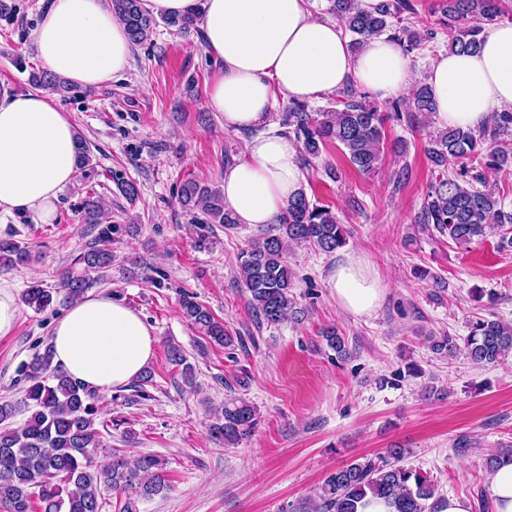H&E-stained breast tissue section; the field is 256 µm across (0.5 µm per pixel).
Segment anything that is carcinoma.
<instances>
[{"label": "carcinoma", "mask_w": 512, "mask_h": 512, "mask_svg": "<svg viewBox=\"0 0 512 512\" xmlns=\"http://www.w3.org/2000/svg\"><path fill=\"white\" fill-rule=\"evenodd\" d=\"M328 13L344 32L352 36L351 48L360 49L382 35L399 42L405 52L419 49L426 37L414 28L417 11L410 0H385L377 11L366 13L358 0H328ZM112 13L126 27L134 45L152 41L160 22L146 13L140 0H110ZM442 25L448 30V50L473 53L481 43L485 26L512 11L506 0H440ZM39 87L68 90L69 83L48 70L32 73ZM427 115L436 105L426 83L413 85L403 103H393L395 115L401 109ZM386 117L350 83L336 94L335 105L313 112L305 102L294 101L284 113L282 125L301 144L305 164L321 156L327 143L344 152L348 162L361 174L380 168ZM435 179L418 216L421 224L434 229L459 245L481 241L496 230L512 224V211L505 210L503 197L483 189L489 178L512 169V111L496 112L478 129L445 127L429 139L425 150ZM75 168L87 175L94 169L91 150L76 134ZM112 182L129 201L138 197L135 182L116 171ZM183 206L198 210L204 219L195 224L197 241L207 243L210 227L238 224L234 212L224 205V193L195 179L180 188ZM82 223L96 230L94 242L80 252L73 265L61 274L67 298L84 297L92 284L90 273L112 267L108 244L123 232L137 230L134 224H114L112 215L88 193L78 205ZM349 230L328 205L309 199L300 191L275 223L259 229L238 255L237 285L249 294V305L260 321L277 325L294 310V273L288 265V248L305 245L331 254L347 244ZM32 259L28 244L0 238V268L12 269ZM53 288L34 283L24 293V302L36 310L49 307ZM183 317L210 342L232 343L224 321L197 300L194 293L180 298ZM467 358L476 365L499 362L512 355V323L495 315L479 318L469 326L464 340ZM170 364L181 368L184 384L194 382V367L183 351L167 346ZM26 386L21 399L0 401V507L4 512H102L103 492L122 493L136 489L150 498L169 488L164 462L151 454L128 458L113 455L106 466L96 464L97 449L105 447L96 427L101 414L96 390L72 378L53 365L52 354L36 355L24 372ZM19 411L29 413L24 423L12 427L6 421ZM259 421L257 408L243 398L224 401V409L209 425L211 440L235 445L250 437ZM404 448H388L376 458L352 461L332 472L322 483L316 512H359L367 495L384 500L391 512H435L443 500L437 484L423 472L402 465Z\"/></svg>", "instance_id": "carcinoma-1"}]
</instances>
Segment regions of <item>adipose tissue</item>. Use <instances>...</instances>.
Returning <instances> with one entry per match:
<instances>
[{"label":"adipose tissue","mask_w":512,"mask_h":512,"mask_svg":"<svg viewBox=\"0 0 512 512\" xmlns=\"http://www.w3.org/2000/svg\"><path fill=\"white\" fill-rule=\"evenodd\" d=\"M156 17L198 13L205 48L220 63L206 99L227 128L251 131L243 157L224 170V202L239 223H272L302 187L299 146L270 132L274 93L314 101L356 81L378 98L410 90L411 60L397 42L379 37L352 53L338 22L316 17L310 0H141ZM48 70L86 89L111 82L130 65L132 44L109 0H51L33 32ZM435 119L476 128L512 109V22L490 25L476 52L439 53L429 63ZM76 131L44 90L0 95V214L51 223L59 196L75 175ZM338 307L369 316L387 284L356 253L329 277ZM152 326L122 301L88 295L53 327L54 364L98 391L124 386L151 362Z\"/></svg>","instance_id":"ef3b65f1"}]
</instances>
